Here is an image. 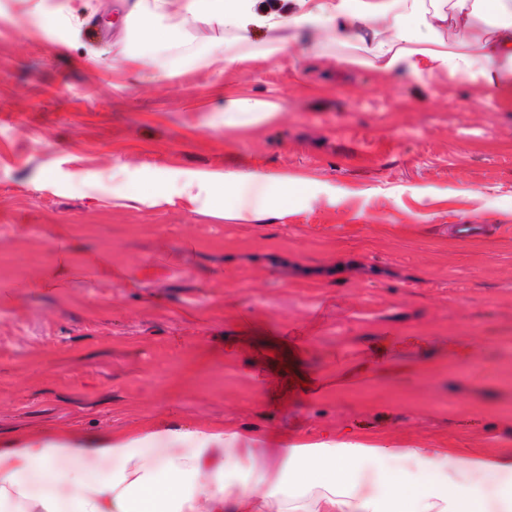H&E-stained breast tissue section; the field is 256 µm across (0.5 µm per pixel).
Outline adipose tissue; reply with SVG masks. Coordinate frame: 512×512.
Segmentation results:
<instances>
[{"mask_svg":"<svg viewBox=\"0 0 512 512\" xmlns=\"http://www.w3.org/2000/svg\"><path fill=\"white\" fill-rule=\"evenodd\" d=\"M209 27L203 45L180 62L157 55L175 38L172 14ZM140 22L135 65L168 79L185 67L227 69L225 33L268 34L267 54L291 49V29H317L353 48L346 64L420 79L446 70L481 81L512 102V0H134ZM277 99L231 97L224 124L247 127L275 118ZM288 174L206 171L185 181L189 202L223 200L220 217L260 221L295 186ZM0 512H512V451L450 457L444 448H385L353 438L295 439L259 447L237 428L192 429L158 421L117 433L25 434L0 448Z\"/></svg>","mask_w":512,"mask_h":512,"instance_id":"ef3b65f1","label":"adipose tissue"}]
</instances>
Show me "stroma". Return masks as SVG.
<instances>
[{"label": "stroma", "instance_id": "stroma-1", "mask_svg": "<svg viewBox=\"0 0 512 512\" xmlns=\"http://www.w3.org/2000/svg\"><path fill=\"white\" fill-rule=\"evenodd\" d=\"M67 3L40 35L33 0H0V438L160 419L268 448L346 428L512 448V107L444 71L345 67L304 29L288 56L259 32L228 70L158 82L122 64L123 0ZM228 95L285 110L228 128ZM218 169L302 182L260 222L124 197ZM62 235L80 248L48 294ZM360 360L362 385L314 391Z\"/></svg>", "mask_w": 512, "mask_h": 512}]
</instances>
